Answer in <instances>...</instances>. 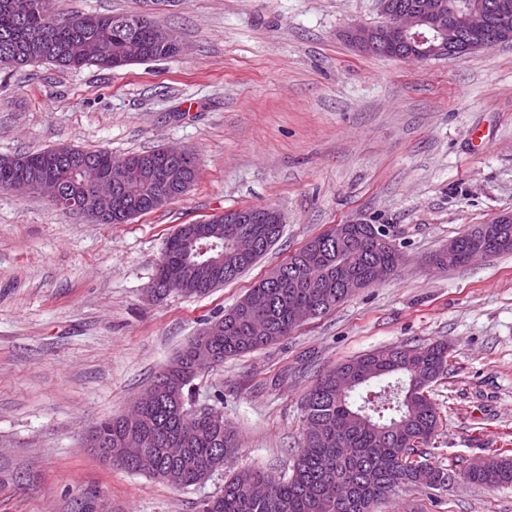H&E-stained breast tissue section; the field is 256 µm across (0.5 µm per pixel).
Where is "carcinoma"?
<instances>
[{
    "label": "carcinoma",
    "mask_w": 512,
    "mask_h": 512,
    "mask_svg": "<svg viewBox=\"0 0 512 512\" xmlns=\"http://www.w3.org/2000/svg\"><path fill=\"white\" fill-rule=\"evenodd\" d=\"M90 21L115 26L117 35L95 61L83 53V43L94 33ZM158 31L159 26L146 16L60 17L51 11L50 0H0V56L18 52L24 57L20 68L48 62L77 69L104 62L110 70L112 58L125 55L131 45L137 48L141 60L173 56L172 50L161 45ZM80 153L89 162V170L84 172L87 188L94 177L111 174L112 166L124 160L151 161L158 155L156 150L118 157L107 149H82ZM31 173L20 165L8 169L0 165V190L6 189L9 181ZM159 191L160 187L150 180L127 187L120 200L111 203L108 223L129 221L128 210L133 208L142 215L152 212V200ZM215 220L221 222L224 232L219 248L224 250L227 262L217 267L208 283L174 282L163 295L178 291L203 296L233 282L256 263L252 256L233 253L236 235L249 232L261 237L269 232L276 240L282 231L270 224H226L222 216ZM309 242L315 244V255L308 257L296 251L278 266L280 281H260L262 287L249 289L232 309L213 317L224 325L221 335L201 334L161 369L153 384L177 393V397L159 394L151 406L141 410L142 420L136 429L144 445L140 460L129 462L118 453L130 433L124 418L112 417L98 424V439L112 443V462L153 478L175 469L181 474L184 488L224 470L238 448L235 433L226 428L222 418L184 413L189 404L186 391L199 370L196 343L203 342L219 362L256 351L298 327L293 320L296 303L314 305L316 315L325 314L344 301L337 280L365 276L371 260L396 265L393 252L376 250L363 228L356 242L345 246L338 247L336 240H324L319 234ZM258 318L267 322L271 335H252L251 324ZM410 351L415 354L411 367L406 365L399 347L357 357L355 363L377 375L369 380L362 374L352 376V387L343 395L336 393V374L343 365L322 374L304 397L303 441L293 459L291 475L278 477L261 469L230 472L224 477V488L202 501L199 512H372L373 506L399 487H447L448 478L456 475L454 470L426 460L415 461L410 455L414 449L429 445L438 430L439 412L426 395V381L448 371V347L432 343L412 346ZM373 383L379 387L374 399L365 397L357 403L354 393ZM465 478L490 487L512 486V455L502 452L489 470L469 472Z\"/></svg>",
    "instance_id": "cac0c4a2"
}]
</instances>
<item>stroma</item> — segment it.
I'll list each match as a JSON object with an SVG mask.
<instances>
[{
	"label": "stroma",
	"mask_w": 512,
	"mask_h": 512,
	"mask_svg": "<svg viewBox=\"0 0 512 512\" xmlns=\"http://www.w3.org/2000/svg\"><path fill=\"white\" fill-rule=\"evenodd\" d=\"M60 14L149 13L184 46L116 70L0 67V156L67 144L113 155L192 150L198 177L178 199L124 224L64 214L39 195L0 191V512H198L223 473L177 488L104 461L82 437L125 413L210 312L329 225L389 228L397 275L265 349L195 382L221 410L236 471L290 474L303 399L336 364L443 342L429 387L440 425L430 462L463 471L512 450V252L449 271L423 260L512 210V41L407 63L357 52L354 25L379 0H53ZM483 141L474 139V132ZM245 205L284 216L277 243L204 297L147 290L179 225ZM378 512H512V486L456 479L403 488Z\"/></svg>",
	"instance_id": "obj_1"
}]
</instances>
